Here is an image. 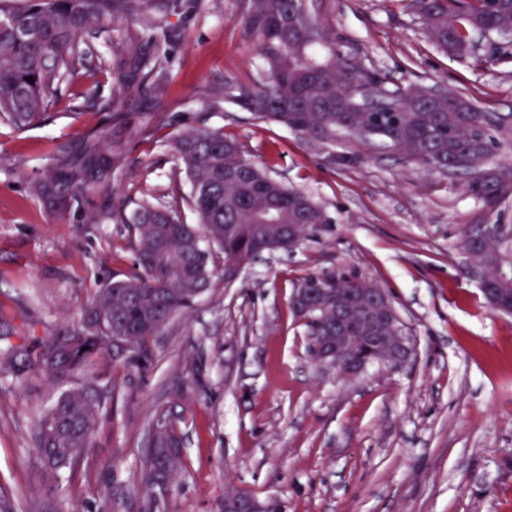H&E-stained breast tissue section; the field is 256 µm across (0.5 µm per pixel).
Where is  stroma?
<instances>
[{
	"label": "stroma",
	"mask_w": 512,
	"mask_h": 512,
	"mask_svg": "<svg viewBox=\"0 0 512 512\" xmlns=\"http://www.w3.org/2000/svg\"><path fill=\"white\" fill-rule=\"evenodd\" d=\"M169 39L161 96L127 99L112 183L58 217L35 197L47 166L113 114L101 63L148 39L136 18L94 25L90 53L24 131L0 122V512H224L230 489L283 512H512V315L494 312L466 273L470 224H512V197L488 208L463 180L348 138L323 142L265 123L230 85L261 63L248 0H155ZM340 57L401 87L467 93L501 118L495 157L512 163V59H456L429 45L406 0H308ZM224 131L268 175L312 196L335 222L291 252L266 254L211 287L136 358L105 352L76 384L103 403L86 460L44 480L39 413L59 395L36 369L39 343L78 327L103 285L134 270L124 216L147 195L196 217L173 143L187 127ZM362 155L359 164L348 156ZM113 210L112 219L89 215ZM347 274L388 294L413 350L351 381L318 368L292 306L306 274ZM183 422V469L159 502L144 481L157 409Z\"/></svg>",
	"instance_id": "obj_1"
}]
</instances>
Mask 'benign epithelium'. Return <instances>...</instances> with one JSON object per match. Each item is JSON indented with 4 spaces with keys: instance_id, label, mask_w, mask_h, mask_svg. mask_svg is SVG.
Listing matches in <instances>:
<instances>
[{
    "instance_id": "1",
    "label": "benign epithelium",
    "mask_w": 512,
    "mask_h": 512,
    "mask_svg": "<svg viewBox=\"0 0 512 512\" xmlns=\"http://www.w3.org/2000/svg\"><path fill=\"white\" fill-rule=\"evenodd\" d=\"M336 329L326 336L311 337V351L316 365L332 369L340 379L356 378L367 365L380 362L399 365L408 360L412 350L399 316L384 289L336 290ZM355 318L371 331L387 328L391 335L365 336L361 352L353 350L343 335L345 323ZM281 503L268 498L260 500L248 493L230 491L224 495V512H279Z\"/></svg>"
}]
</instances>
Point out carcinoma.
<instances>
[{
  "mask_svg": "<svg viewBox=\"0 0 512 512\" xmlns=\"http://www.w3.org/2000/svg\"><path fill=\"white\" fill-rule=\"evenodd\" d=\"M425 37L442 52L467 58L481 44L512 49V0H409ZM152 0H0V119L22 131L40 121L60 86L85 51L81 39L94 23L136 16L153 28ZM246 31L260 46L259 75L232 87L231 98L256 119L299 134L336 139L362 127L373 140L389 144L406 160L429 171L466 178L467 190L488 207L512 194V166L493 160L499 123L469 97L424 83L387 86L379 72L325 52L324 29L306 0H249ZM167 56L150 53L108 61L106 74L117 91L113 104L150 88L160 95L169 81ZM31 76L34 82L26 81ZM389 98L392 112H361L359 98ZM191 186L199 223L188 224L160 203L144 201L134 212L132 231L138 272L103 285L81 327L42 343L37 366L55 382L76 379L109 349L119 334L134 340L137 356L178 315L191 309L210 287L212 253L201 237L224 255V264L244 266L260 253L286 250L322 233L335 218L310 196L291 190L247 158L238 142L221 130L191 128L174 142ZM125 142L105 126L75 150L50 164L33 193L61 216L85 202L96 185L122 167ZM464 251L495 272L512 266V224H473ZM344 275L307 274L298 288H374ZM101 402L85 388L59 394L40 418L35 451L44 475L73 467L91 445ZM165 435L153 445L147 483L172 481L180 464V420L160 411L152 426Z\"/></svg>",
  "mask_w": 512,
  "mask_h": 512,
  "instance_id": "cac0c4a2",
  "label": "carcinoma"
}]
</instances>
